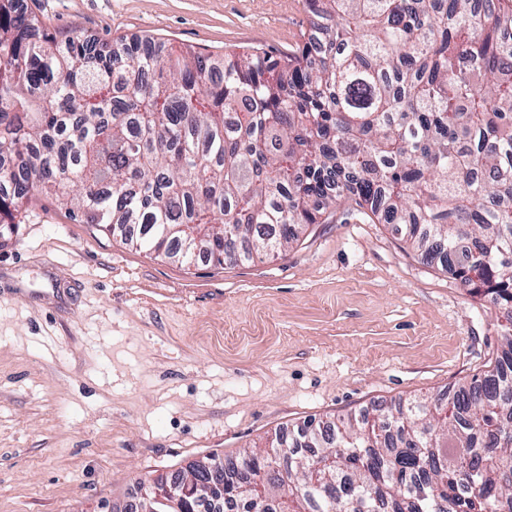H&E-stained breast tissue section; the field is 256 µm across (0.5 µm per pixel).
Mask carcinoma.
<instances>
[{
	"instance_id": "obj_1",
	"label": "carcinoma",
	"mask_w": 512,
	"mask_h": 512,
	"mask_svg": "<svg viewBox=\"0 0 512 512\" xmlns=\"http://www.w3.org/2000/svg\"><path fill=\"white\" fill-rule=\"evenodd\" d=\"M328 24L295 49L221 61L149 39L111 44L41 31L0 0V225L57 194L81 224L130 229L149 253L224 263L279 254L330 207L392 224L505 320L484 376L443 398L288 435L269 451L205 456L174 472L151 512L205 503L261 512H512V0H305ZM334 458L312 483L317 460Z\"/></svg>"
}]
</instances>
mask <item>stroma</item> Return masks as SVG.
<instances>
[{
	"instance_id": "stroma-1",
	"label": "stroma",
	"mask_w": 512,
	"mask_h": 512,
	"mask_svg": "<svg viewBox=\"0 0 512 512\" xmlns=\"http://www.w3.org/2000/svg\"><path fill=\"white\" fill-rule=\"evenodd\" d=\"M42 27L292 49L304 0H23ZM499 311L391 226L330 211L286 253L187 268L40 195L0 246V512H122L139 481L482 375Z\"/></svg>"
}]
</instances>
